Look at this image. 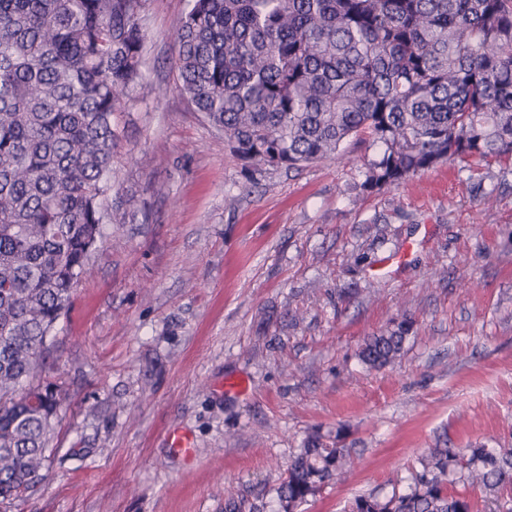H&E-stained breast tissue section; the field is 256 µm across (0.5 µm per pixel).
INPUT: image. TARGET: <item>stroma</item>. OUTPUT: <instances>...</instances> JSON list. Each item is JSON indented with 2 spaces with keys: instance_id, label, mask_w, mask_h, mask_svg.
Wrapping results in <instances>:
<instances>
[{
  "instance_id": "35a3bbf8",
  "label": "stroma",
  "mask_w": 512,
  "mask_h": 512,
  "mask_svg": "<svg viewBox=\"0 0 512 512\" xmlns=\"http://www.w3.org/2000/svg\"><path fill=\"white\" fill-rule=\"evenodd\" d=\"M188 4L145 2L102 240L48 339V477L9 512H278L313 435L355 464L297 512H343L406 490L436 444L512 445V165L441 163L366 192L375 152L348 143L243 164L177 88ZM399 322L400 356L367 370L364 340ZM176 431L192 454L171 450Z\"/></svg>"
}]
</instances>
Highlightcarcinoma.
Instances as JSON below:
<instances>
[{"label": "carcinoma", "instance_id": "1", "mask_svg": "<svg viewBox=\"0 0 512 512\" xmlns=\"http://www.w3.org/2000/svg\"><path fill=\"white\" fill-rule=\"evenodd\" d=\"M145 0H0V507L42 477L60 401L46 343L101 240L116 113L142 77ZM180 93L245 163L295 167L378 148L369 192L441 162L512 163V0H191L174 32ZM403 323L368 337L370 370ZM354 464L317 438L288 464L293 512ZM500 504L512 447L431 448L407 490L347 512Z\"/></svg>", "mask_w": 512, "mask_h": 512}]
</instances>
